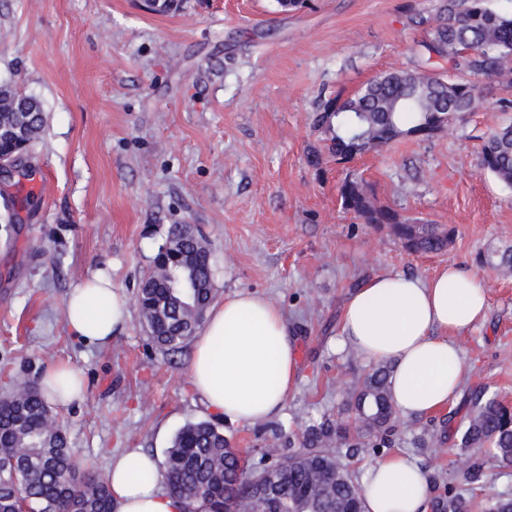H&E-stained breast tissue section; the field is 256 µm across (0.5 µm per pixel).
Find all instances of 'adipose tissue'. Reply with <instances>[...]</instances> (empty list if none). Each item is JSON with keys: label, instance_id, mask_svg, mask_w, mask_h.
<instances>
[{"label": "adipose tissue", "instance_id": "ef3b65f1", "mask_svg": "<svg viewBox=\"0 0 512 512\" xmlns=\"http://www.w3.org/2000/svg\"><path fill=\"white\" fill-rule=\"evenodd\" d=\"M74 336L92 345L111 341L129 319L125 297L93 275L67 300ZM488 297L475 275L448 266L424 277L381 273L346 300L338 345L373 363L393 366L392 402L405 418L434 417L456 401L463 382L457 336L487 318ZM294 331L282 307L240 291L213 305L194 338L188 377L213 414L241 425L282 413L298 384ZM49 401L84 397L82 376L53 364L41 375ZM108 480L112 512H184L165 490L166 476L149 454L133 449L113 457ZM363 512H430L427 476L411 456L395 452L367 466L361 478Z\"/></svg>", "mask_w": 512, "mask_h": 512}]
</instances>
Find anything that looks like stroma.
I'll use <instances>...</instances> for the list:
<instances>
[{
    "label": "stroma",
    "instance_id": "1",
    "mask_svg": "<svg viewBox=\"0 0 512 512\" xmlns=\"http://www.w3.org/2000/svg\"><path fill=\"white\" fill-rule=\"evenodd\" d=\"M445 0H0V85L34 97L45 115L24 178L0 181V396L6 375L37 384L46 366L84 377L82 402L57 408L83 472L137 448L164 461L175 433L210 419L187 375L190 350L151 346L139 284L176 224L193 225L216 262L215 299L256 291L280 305L297 337L299 379L281 415L223 423L257 466L284 435L335 416L371 364L337 349L342 305L383 272L428 276L448 265L484 285L486 321L463 333L464 388L486 386L512 403V275L484 265L512 249V189L478 167L483 140L512 124V62L479 79L476 108L428 138H399L350 163L310 165L324 149L314 116L323 99L350 96L383 72L455 77L421 46ZM362 178L377 202L453 240L436 254L406 252L389 227L346 212L338 189ZM97 270L128 301L125 329L103 346L72 335L71 290ZM428 447H416L417 436ZM395 451L447 481L459 449L441 417L400 419Z\"/></svg>",
    "mask_w": 512,
    "mask_h": 512
}]
</instances>
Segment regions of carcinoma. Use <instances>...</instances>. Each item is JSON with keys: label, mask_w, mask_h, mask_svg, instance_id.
<instances>
[{"label": "carcinoma", "mask_w": 512, "mask_h": 512, "mask_svg": "<svg viewBox=\"0 0 512 512\" xmlns=\"http://www.w3.org/2000/svg\"><path fill=\"white\" fill-rule=\"evenodd\" d=\"M427 54L448 59L474 76L493 77L512 59V15L495 12L486 0H447ZM479 85L468 79L439 82L424 72H388L355 95L325 100L317 122L330 132L329 157L346 163L401 136L419 137L437 129L443 110L454 117L475 108ZM0 123L25 124L36 137L44 113L32 98L5 89L0 93ZM479 168L512 188V125L491 134L478 151ZM343 208L364 224H390L402 242L424 253L445 250L451 237L437 224L417 228L410 219L377 203L363 181L348 177L340 185ZM176 278L181 288H168ZM211 253L200 240L171 228L139 288L137 306L150 343L179 352L205 320L213 289ZM391 367L377 365L349 389L346 408L336 418L309 424L301 446L279 456L277 487L281 499L272 512H362V490L347 458L370 447L393 444L398 413L388 390ZM468 413L454 434L464 452L463 465L431 498L432 512H472L474 491L498 469L512 467V407L483 387L467 392ZM218 424H186L173 437L165 468L169 491L187 512L203 502L208 512H240L253 488L255 471ZM69 446L67 431L39 391L17 383L0 399V512H111L106 478L85 476Z\"/></svg>", "instance_id": "obj_1"}]
</instances>
